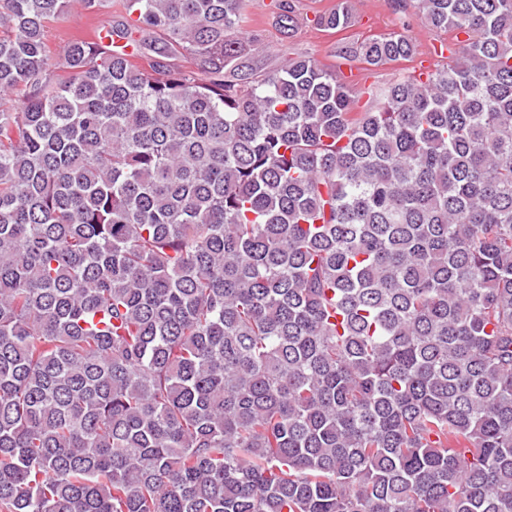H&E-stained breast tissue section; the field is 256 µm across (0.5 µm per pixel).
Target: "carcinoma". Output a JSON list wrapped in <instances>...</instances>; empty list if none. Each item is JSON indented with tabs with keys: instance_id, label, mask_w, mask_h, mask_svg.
<instances>
[{
	"instance_id": "carcinoma-1",
	"label": "carcinoma",
	"mask_w": 512,
	"mask_h": 512,
	"mask_svg": "<svg viewBox=\"0 0 512 512\" xmlns=\"http://www.w3.org/2000/svg\"><path fill=\"white\" fill-rule=\"evenodd\" d=\"M72 2L0 0V512H512V0H389L465 39L363 112L247 0ZM100 6L97 14H84L79 2H74L73 7L62 20L51 23L48 29V45L54 55H57L65 41L77 35L89 32L97 18L106 20L111 15L118 14L121 0H99Z\"/></svg>"
}]
</instances>
